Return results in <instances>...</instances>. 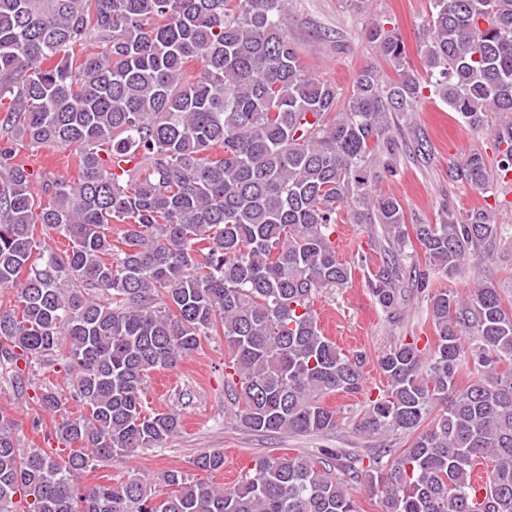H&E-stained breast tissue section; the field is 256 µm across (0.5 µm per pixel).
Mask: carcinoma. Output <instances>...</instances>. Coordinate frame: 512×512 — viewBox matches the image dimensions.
<instances>
[{"label":"carcinoma","instance_id":"carcinoma-1","mask_svg":"<svg viewBox=\"0 0 512 512\" xmlns=\"http://www.w3.org/2000/svg\"><path fill=\"white\" fill-rule=\"evenodd\" d=\"M430 3V80L376 23L367 38L398 77L368 65L343 102L288 37V0H0V288L16 290L0 307V367L53 357L66 371V387L32 397L59 447L20 450L18 420L0 410V512H360L358 485L383 512H512V304L488 284L435 283L499 225L486 208L408 224L398 198L372 191L394 173L373 164L393 154L386 113L415 111L427 86L474 129L512 115V0ZM498 140L505 178L511 121ZM23 143L75 151L78 180L29 169ZM448 176L478 190L490 179L479 153ZM344 209L380 227L357 263L389 323L425 302L432 336L377 355L386 385L354 423L410 446L344 469L330 449L267 454L224 489L178 468L156 484H83L97 463L178 432L176 413L148 409V380L216 336L241 426L342 424L324 396L363 391L366 356L324 336L315 301L352 279L333 238ZM192 464L220 472L224 451Z\"/></svg>","mask_w":512,"mask_h":512}]
</instances>
